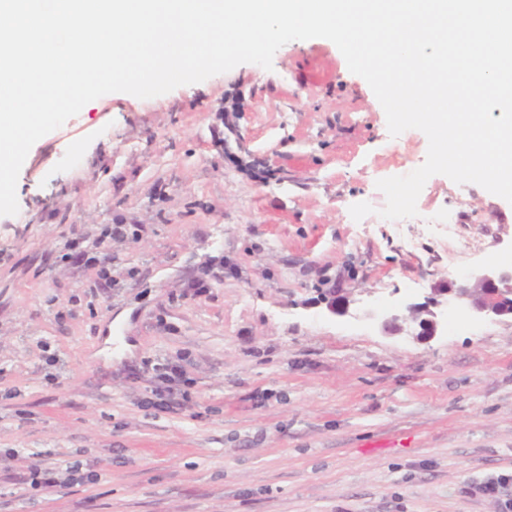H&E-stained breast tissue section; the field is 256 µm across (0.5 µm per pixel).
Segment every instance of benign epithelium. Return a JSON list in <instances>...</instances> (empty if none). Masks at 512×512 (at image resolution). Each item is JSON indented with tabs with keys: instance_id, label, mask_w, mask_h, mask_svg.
I'll use <instances>...</instances> for the list:
<instances>
[{
	"instance_id": "obj_1",
	"label": "benign epithelium",
	"mask_w": 512,
	"mask_h": 512,
	"mask_svg": "<svg viewBox=\"0 0 512 512\" xmlns=\"http://www.w3.org/2000/svg\"><path fill=\"white\" fill-rule=\"evenodd\" d=\"M439 294L451 296L464 311L471 310L489 317H512V270H482L451 282ZM439 305V300L434 298L412 304L408 306V316L393 315L385 320L384 330L399 333L403 330V324L408 322L419 328L418 335L432 336L439 324L436 311Z\"/></svg>"
}]
</instances>
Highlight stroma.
I'll return each mask as SVG.
<instances>
[{
    "label": "stroma",
    "mask_w": 512,
    "mask_h": 512,
    "mask_svg": "<svg viewBox=\"0 0 512 512\" xmlns=\"http://www.w3.org/2000/svg\"><path fill=\"white\" fill-rule=\"evenodd\" d=\"M427 148L390 136L324 38L269 71L104 95L39 139L0 216V512H503L512 485L477 487L512 473V320L382 326L512 266V204L479 185L437 174L417 217L379 216L377 180ZM108 224L142 227L113 240L111 281L63 261ZM176 360L190 400L149 407ZM440 305L439 300L428 298L427 301L408 306V316L393 315L383 323L384 330L390 333H399L403 330L402 323L409 322L419 328L416 336H433L436 333L439 321L435 309Z\"/></svg>",
    "instance_id": "stroma-1"
}]
</instances>
